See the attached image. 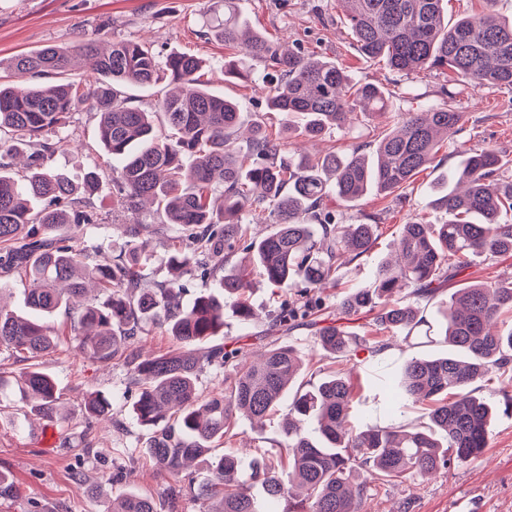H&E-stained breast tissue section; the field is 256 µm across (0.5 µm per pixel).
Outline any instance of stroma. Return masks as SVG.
Here are the masks:
<instances>
[{
  "mask_svg": "<svg viewBox=\"0 0 512 512\" xmlns=\"http://www.w3.org/2000/svg\"><path fill=\"white\" fill-rule=\"evenodd\" d=\"M244 14L251 26L265 35L334 59L353 81L373 83L389 92L390 113L374 123L355 125L349 132H334L317 142L319 150L363 141L370 125L387 129L395 114L418 112L445 101L441 93L443 77L430 72L402 77L363 56L336 0H246ZM107 18L112 21L110 38L143 41L163 55L177 51L202 59L208 90L237 101L243 122H260L269 132L280 131V117L268 110L263 84L224 76V44L209 33L224 20V0H0V60L48 45L72 46L91 39L98 24ZM454 105L468 117L459 140L494 144L503 161L498 181L504 186L512 184V88L463 94L456 97ZM74 127L81 147L61 140L47 163L79 185L89 168L105 164L106 157L99 146L95 111L86 108L77 112ZM459 164L460 158L451 148L441 147L435 162L409 186V205L400 208L371 193L355 207L337 209L336 219L342 224L353 223L363 211L379 214L380 228L372 249L338 270V287L323 289L321 298L328 316H335L343 293L371 284L403 224L444 221V212L431 205L432 190ZM92 204L104 222L78 234L77 245L90 256L113 258L125 247L122 226L129 217L117 210L109 187H101ZM252 279L250 301L263 312V319L243 324L232 307H225L224 334L220 338L221 343L241 348L249 361L267 348L265 316L278 310L284 300L260 274H253ZM52 321L61 330L56 348L35 358L34 363L57 380L61 400L77 421L68 426L49 424L48 420L26 414L18 392L8 390L0 395V472L10 474L18 488L16 497L0 501V512H107L113 496L127 491L152 496L161 512H202L192 486L206 477L205 465L189 468V484L173 497L169 494L170 476L139 452L145 431L131 416V367L125 357L116 356L106 365L92 361L77 350L67 311H57ZM372 322L369 312L349 318L348 329L358 335L359 341L349 358L341 362L324 351L307 329L285 335V342L305 361L295 386L308 388L318 384L328 371L341 368L350 371L354 386L351 423L355 429L419 421L421 407L399 404L388 391L386 380L410 357L437 355L446 352L447 347L439 342L421 346L400 337L393 339L388 333L376 332ZM498 389V382L493 381L477 390L495 409L492 437L481 455L428 476L381 485L363 500L361 512H460L464 506L471 512H512V409L505 408ZM96 392L111 397V421L88 434L80 416L85 398ZM50 426L55 427L57 439L46 448L42 433ZM234 430L235 437L221 444L219 450L246 459L254 454L253 444L273 452L284 440L276 418L266 420L259 428L241 417ZM96 484L101 485L102 496L92 495L91 488Z\"/></svg>",
  "mask_w": 512,
  "mask_h": 512,
  "instance_id": "stroma-1",
  "label": "stroma"
}]
</instances>
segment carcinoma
Returning a JSON list of instances; mask_svg holds the SVG:
<instances>
[{
  "label": "carcinoma",
  "instance_id": "carcinoma-1",
  "mask_svg": "<svg viewBox=\"0 0 512 512\" xmlns=\"http://www.w3.org/2000/svg\"><path fill=\"white\" fill-rule=\"evenodd\" d=\"M359 50L381 58L397 73L450 72L459 91L512 87V20L496 15V0L480 14L445 18L444 0H336ZM215 34L224 47L241 52L224 74L266 83L267 107L282 116V132L253 125L238 137L237 103L212 94L200 81L201 61L187 53L162 56L132 39L100 48L94 40L74 47L46 46L15 56L9 70L51 78L16 90L0 81V265L28 280V312L18 314L0 297V346L29 359L55 347L47 317L61 308L76 315L77 348L107 362L128 342L147 332L157 317L177 348L134 362L129 384L137 391L133 412L150 431L142 452L174 479L189 462L210 469L197 485V499L218 506L204 512H266L263 504L285 501L288 512H359L361 501L381 482L435 472L479 456L491 437L492 406L476 395L479 381H491L512 362V329L494 330L512 314V277L458 284L472 256L512 258V186H498L500 156L489 142H459L467 114L453 106L405 112L374 139L315 157L286 155L288 133L319 140L341 131L357 111L384 115L390 98L377 85L355 83L335 62L281 44L249 27L241 0H224V23ZM84 57L90 80H69L70 58ZM263 67L255 76L253 64ZM166 81L158 109L173 131L160 141L154 112L132 105L127 85L150 87ZM85 105L98 111V136L112 164L87 173L84 190L95 193L109 179L123 212L141 202L163 208L167 223L126 225L125 250L112 265H89L72 245L70 230L99 224L102 217L63 173L46 166L53 152L49 136L71 126ZM461 157L455 186L432 204L448 214L441 224L402 225L395 257L379 264L372 284L343 295L337 314L373 312L379 330L404 339H431V323L414 300L451 288L441 336L448 352L407 360L395 385L401 399L425 406L427 425L390 423L362 431L349 426L353 396L349 381L334 372L319 384L296 390L282 431L286 462L261 457L244 463L213 444L231 436L236 415L263 421L279 410L288 387L303 368L296 351L273 344L245 369L238 349L203 346L224 327V302L231 300L244 321L254 319L246 299L249 267L268 284L295 297L274 318L277 331L295 322L317 324L320 346L347 357L357 337L342 324L320 325L316 290L336 287L337 270L369 252L378 218L363 214L357 224H338L331 203L354 207L368 193L404 207L413 177L435 162L440 140ZM23 157L21 174L3 158ZM275 218L273 231L256 238L254 220ZM186 237L187 250L166 258L177 273L151 288L139 268L143 233ZM217 279L221 296L200 295L182 304L181 280ZM97 289L103 300L82 308L71 299ZM224 375V388L202 395L203 365ZM16 385L30 412L62 423L54 379L37 369ZM110 403L96 393L85 404L86 419L99 418ZM453 456H448V451ZM111 512H158L150 496L127 492L112 499Z\"/></svg>",
  "mask_w": 512,
  "mask_h": 512
}]
</instances>
